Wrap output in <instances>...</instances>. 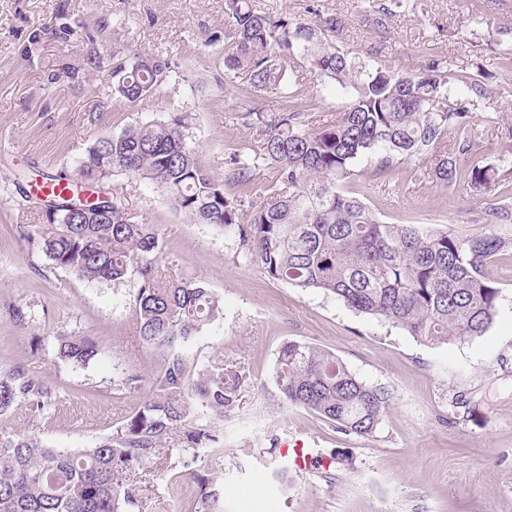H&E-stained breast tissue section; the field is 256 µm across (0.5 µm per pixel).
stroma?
I'll use <instances>...</instances> for the list:
<instances>
[{"instance_id":"35a3bbf8","label":"stroma","mask_w":512,"mask_h":512,"mask_svg":"<svg viewBox=\"0 0 512 512\" xmlns=\"http://www.w3.org/2000/svg\"><path fill=\"white\" fill-rule=\"evenodd\" d=\"M394 17L381 64L398 71L441 55L454 71L480 64L491 84L509 90L495 102L497 129L475 122L476 158L495 162L500 133L512 131V64L499 51L473 46L474 21L491 16L512 43V0H415ZM261 10L307 15L315 8L342 21L340 45L364 49L377 33L360 0H255ZM67 38H59L61 26ZM103 28L96 42L86 35ZM230 43L224 0H0V374L21 369L49 390L39 410L25 403L0 413V433L25 434L52 448H89L141 405L144 392L121 387L128 372L157 377L172 356L197 371L218 362L240 366V400L224 419L198 414L192 425L220 434L201 449L174 448L164 473L143 481V512H199L197 475L213 480L224 512H512V247L486 268L499 290L497 315L480 336L428 344L335 296L269 279L236 235L196 224L175 210L157 185L114 172L112 192L133 221L159 235L164 274L193 281L223 302L220 316L184 343L139 342L137 272L119 283L89 282L55 267L32 234L44 223L42 201L22 187L38 175L74 177L77 161L101 136L147 122L190 116L185 131L203 163L223 178L230 156L254 144L248 112L287 106L279 91L256 93L224 74ZM104 65L146 53L170 60L176 77L135 104L114 98L103 81L60 77L89 50ZM297 103L313 115L338 112L343 91L320 84L307 64ZM423 159L399 165L389 185L362 161L353 190L392 224L429 225L468 234L482 229L479 197L421 180ZM30 308L28 327L7 308ZM75 334L100 349L88 365L55 362L53 337ZM299 341L329 351L363 383L390 394L369 436L348 435L307 410L284 404L272 381L278 351ZM303 441L319 460L298 469L284 442ZM287 471V484L275 474Z\"/></svg>"}]
</instances>
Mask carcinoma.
I'll return each instance as SVG.
<instances>
[{"label": "carcinoma", "mask_w": 512, "mask_h": 512, "mask_svg": "<svg viewBox=\"0 0 512 512\" xmlns=\"http://www.w3.org/2000/svg\"><path fill=\"white\" fill-rule=\"evenodd\" d=\"M413 0H362L380 40L352 55L337 45L341 21L309 10L312 17L273 15L253 0H225L233 42L224 57L227 74H240L255 92L274 89L292 98L297 77L288 61L302 59L320 80L339 87L345 100L336 117L315 121L293 108L248 113L256 146L227 161L224 179L213 176L183 129L188 116L145 123L98 138L77 164V175L107 193L116 170L166 191L189 220L237 231L273 280L330 293L354 310L392 323L430 344L484 334L496 315L499 289L485 267L512 246L500 226L512 224V150L494 164L472 160V124L479 103L499 95L480 74L449 75L453 60L435 56L409 73L379 65L389 21ZM277 47L278 52H270ZM102 69L89 54L66 75L80 83ZM174 67L141 57L112 62V97L131 104L151 96ZM426 157L424 173L450 191L484 199L485 227L471 234L382 221L344 186L364 159L377 158L376 179L390 182L394 159ZM270 184L256 207L247 189L260 166ZM75 196L44 201L46 223L39 245L53 264L90 282H117L136 269L139 339L146 345L186 342L222 312L221 300L192 281H164L150 224L131 221L117 203L107 212L83 209L73 217ZM56 358L86 365L99 355L83 336L54 337ZM273 380L282 401L299 406L346 434L375 432L389 395L369 387L330 352L288 341L278 353ZM241 370L211 365L190 374L172 357L149 384L139 409L112 435L91 448H49L27 435L0 437V512H142L137 484L155 470L167 442L183 431L188 448H208L218 435L189 429L196 411L220 419L239 401ZM48 390L15 369L0 376V413L19 402L45 407ZM200 512H223L209 478Z\"/></svg>", "instance_id": "carcinoma-1"}]
</instances>
